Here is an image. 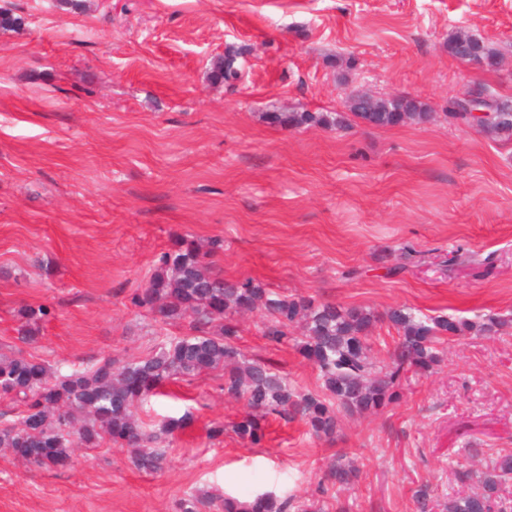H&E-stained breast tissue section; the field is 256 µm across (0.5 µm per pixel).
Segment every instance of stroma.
I'll return each mask as SVG.
<instances>
[{
	"label": "stroma",
	"instance_id": "35a3bbf8",
	"mask_svg": "<svg viewBox=\"0 0 512 512\" xmlns=\"http://www.w3.org/2000/svg\"><path fill=\"white\" fill-rule=\"evenodd\" d=\"M23 24L0 31V353L61 372L131 361L188 333L133 306L161 253L209 249L225 278L381 315L404 306L481 323L411 376L399 403L341 415L335 441L299 420L231 427L244 401L213 371L169 385L147 429L192 412L164 471L125 448L76 451L65 470L0 450V512H177L202 492L324 498L346 512H446L463 471L512 454V138L467 127L454 102L482 90L512 103V0H0ZM496 48L497 68L460 61L448 35ZM240 52L239 77L215 63ZM409 95L431 119L283 128L270 112H342L351 92ZM416 250L404 262V247ZM52 315L21 344L23 308ZM239 320L238 345L318 394L316 367ZM225 426L212 440L213 423ZM353 486L319 495L337 458ZM426 490L418 505L417 490Z\"/></svg>",
	"mask_w": 512,
	"mask_h": 512
}]
</instances>
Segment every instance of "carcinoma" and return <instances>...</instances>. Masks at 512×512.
Instances as JSON below:
<instances>
[{
  "instance_id": "obj_1",
  "label": "carcinoma",
  "mask_w": 512,
  "mask_h": 512,
  "mask_svg": "<svg viewBox=\"0 0 512 512\" xmlns=\"http://www.w3.org/2000/svg\"><path fill=\"white\" fill-rule=\"evenodd\" d=\"M474 55L484 67L498 65L497 53L473 40ZM236 53L228 52L214 66L217 81L238 77ZM351 115L375 127L394 126L407 120L425 123L429 113L420 102L377 100L373 111ZM274 124L297 128L320 125L336 128L346 122L340 113L271 112ZM131 303L163 320L190 319V333L162 342L150 354L131 362L104 359L83 369L61 374L43 361L21 352L0 355V399L20 406L18 418L0 422V448H9L20 459L38 467L64 469L72 465L75 448H98L106 441L132 449L131 463L139 470L158 472L167 463L162 444L191 421L185 414L165 420L157 431L147 432L137 409L174 379H193L210 371H224L220 390L229 399L243 400L253 414L233 426L243 442L259 444L262 421L269 416L303 421L318 438L336 436L341 412L368 411L396 404L402 398L409 374L429 369L441 360L447 336L476 332L491 336L500 325L490 317L479 326L441 316L416 314L402 306L387 309L382 317L356 307L318 302L311 297H288L268 291L251 279L228 280L215 270L210 254L187 243L159 256L148 286L131 295ZM260 309L266 319L265 336L275 343L288 341L290 328L302 324L295 339L300 354L312 362L322 380L321 395L297 393L286 376L270 363L249 358L236 345L237 316ZM51 311L29 307L18 339L29 344L40 322ZM384 320L394 327L399 340L378 365L370 357L369 336L374 324ZM358 469L336 461L327 481L340 489L354 482ZM462 480H476L478 490L448 500L447 512H495L503 480L512 476V454ZM179 512H325L318 499L297 501L263 492L242 499L191 496L179 504Z\"/></svg>"
}]
</instances>
